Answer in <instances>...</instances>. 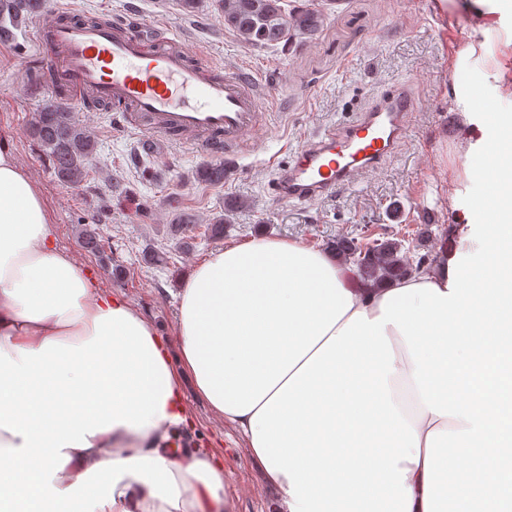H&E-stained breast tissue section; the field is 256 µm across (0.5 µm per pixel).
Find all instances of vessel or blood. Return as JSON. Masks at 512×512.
I'll use <instances>...</instances> for the list:
<instances>
[{
    "label": "vessel or blood",
    "mask_w": 512,
    "mask_h": 512,
    "mask_svg": "<svg viewBox=\"0 0 512 512\" xmlns=\"http://www.w3.org/2000/svg\"><path fill=\"white\" fill-rule=\"evenodd\" d=\"M36 61L47 74L38 97L66 89L108 107L117 130L136 134L146 152L182 145L220 163L248 155V136L265 125L253 76L193 56L177 31L146 34L135 10L94 22L43 0L33 16ZM417 108L412 82L381 90L355 120L328 129L293 152L268 160L269 190L281 201L308 203L380 169L405 140Z\"/></svg>",
    "instance_id": "obj_1"
}]
</instances>
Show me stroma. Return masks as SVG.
<instances>
[{
  "instance_id": "stroma-1",
  "label": "stroma",
  "mask_w": 512,
  "mask_h": 512,
  "mask_svg": "<svg viewBox=\"0 0 512 512\" xmlns=\"http://www.w3.org/2000/svg\"><path fill=\"white\" fill-rule=\"evenodd\" d=\"M63 4L82 18L136 9L146 29L176 27L190 53L224 68H248L266 90L265 128L251 135L252 152L231 164L228 178L217 186L194 181L192 172L202 159L191 149L166 147L148 154L137 137L112 129L109 112L75 111L95 135L98 151L85 180L72 186L55 177L28 133L46 102L28 94L27 74L37 64L27 31H20L16 42L0 45V142L12 146L45 198L59 246L171 340L186 277L228 243L265 235L322 250L331 239L347 235L363 242L401 239L413 264L422 251L436 253L449 241L450 149L459 135L460 114L470 107L460 93L461 82L483 89L498 111L512 113V98L500 96L496 80L498 66L512 65V19L476 36L468 18L450 10L448 0H340L312 41L273 48L245 44L225 30L221 15L207 7L187 13L180 0ZM469 42L476 50L463 63L464 75H455L450 63ZM404 80L413 82L419 108L398 158L322 200L293 204L273 198L266 166L271 156L288 159L291 148L331 124L354 119L373 94ZM116 179L127 187L128 197L111 196L108 184ZM173 196L196 218L186 230V247L171 235ZM230 196L247 206L232 216L223 239H211L207 226ZM395 207L400 213L394 219ZM104 211L109 221L98 223ZM85 223L96 226L97 249L81 241ZM427 224L432 237L420 251L417 239ZM153 250L161 261L146 262L145 253ZM183 402L194 423L186 434L192 447L224 458L232 512H269L276 493L262 481L237 430L213 417L191 383L183 385Z\"/></svg>"
}]
</instances>
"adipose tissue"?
<instances>
[{"label":"adipose tissue","instance_id":"obj_1","mask_svg":"<svg viewBox=\"0 0 512 512\" xmlns=\"http://www.w3.org/2000/svg\"><path fill=\"white\" fill-rule=\"evenodd\" d=\"M461 128L453 249L355 288L300 242L225 245L185 282L174 351L57 247L0 145V512H230L223 461L169 451L186 378L271 512H512V113Z\"/></svg>","mask_w":512,"mask_h":512}]
</instances>
